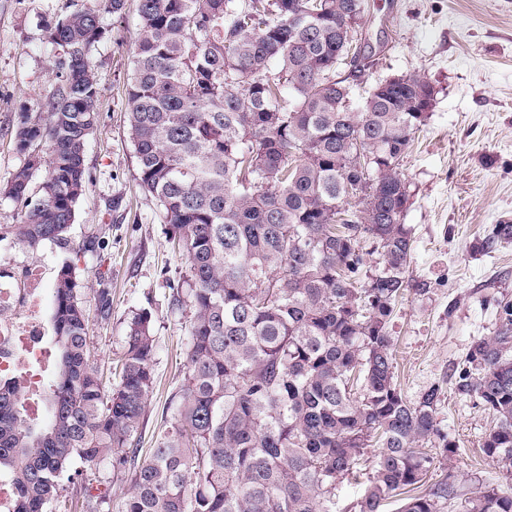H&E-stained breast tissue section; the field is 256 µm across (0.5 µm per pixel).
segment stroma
<instances>
[{"label": "stroma", "mask_w": 512, "mask_h": 512, "mask_svg": "<svg viewBox=\"0 0 512 512\" xmlns=\"http://www.w3.org/2000/svg\"><path fill=\"white\" fill-rule=\"evenodd\" d=\"M362 41L372 49L365 83L416 74L435 90L429 118L417 132L401 172L408 184L405 224L414 244L405 299L392 318L397 381L409 400L432 384L444 397L437 418L457 448L436 459L433 479L452 474L463 498L487 485L512 494V467L482 450L493 425L488 411L454 394L450 376L470 345L494 336L499 303L512 301V242L488 253L471 249L497 224H512V0H364ZM70 0H0V256L18 267L39 263L53 284L66 260L79 267L89 316L92 361L104 385L118 379L132 310L151 309L156 385L141 425V446L153 447L170 414L166 404L186 371L187 315L174 303L173 282L186 268L154 199L138 182L128 135L125 87L137 39L135 4L103 17L104 34L90 61L101 96L86 150L88 181L69 236L78 256L54 243L32 250L10 232L18 205L3 189L24 158L14 147L21 113L41 112L57 78L48 26ZM109 291V309L98 295ZM129 477L100 470L65 484L61 512H123Z\"/></svg>", "instance_id": "stroma-1"}]
</instances>
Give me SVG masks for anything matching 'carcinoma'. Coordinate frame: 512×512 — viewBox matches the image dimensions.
I'll return each mask as SVG.
<instances>
[{
	"instance_id": "1",
	"label": "carcinoma",
	"mask_w": 512,
	"mask_h": 512,
	"mask_svg": "<svg viewBox=\"0 0 512 512\" xmlns=\"http://www.w3.org/2000/svg\"><path fill=\"white\" fill-rule=\"evenodd\" d=\"M124 7L76 3L47 30L58 82L46 111L21 114L14 143L26 157L48 154L4 189L21 204L12 232L32 249L71 248L98 121L90 54L101 14ZM354 9L364 12L362 0H138L128 133L139 185L187 261L175 298L188 309L184 383L139 458L155 388L152 313L132 312L119 381L105 387L76 267L64 262L44 417L28 418L17 382L0 378V472L17 487L16 512H48L66 483L105 463L131 474L125 512H336V485L374 446L359 512H387L393 498L396 512H442L458 497L450 473L426 485L436 457L456 448L437 421L442 387L405 397L389 332L413 246L400 166L428 119L418 91H435L397 75L353 102L336 77L370 65L354 45L362 17L342 24ZM358 149L372 158L366 172ZM509 240L512 224H496L473 249ZM499 315L451 380L492 412L484 454L511 466L512 303ZM462 508L512 512V496L486 487Z\"/></svg>"
}]
</instances>
